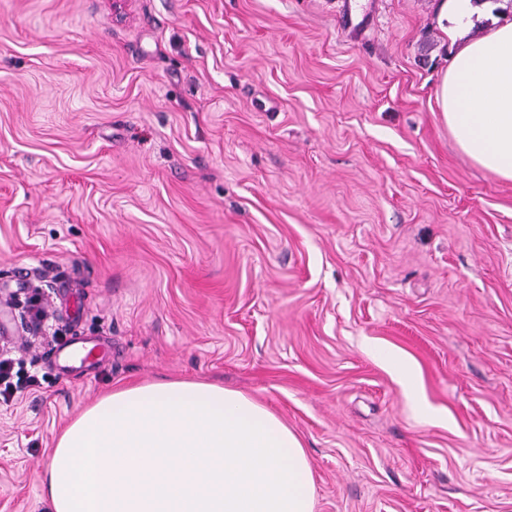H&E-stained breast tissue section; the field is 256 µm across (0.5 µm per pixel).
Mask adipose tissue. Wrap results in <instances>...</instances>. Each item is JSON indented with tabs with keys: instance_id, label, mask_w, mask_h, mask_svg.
Segmentation results:
<instances>
[{
	"instance_id": "adipose-tissue-1",
	"label": "adipose tissue",
	"mask_w": 512,
	"mask_h": 512,
	"mask_svg": "<svg viewBox=\"0 0 512 512\" xmlns=\"http://www.w3.org/2000/svg\"><path fill=\"white\" fill-rule=\"evenodd\" d=\"M473 0H442L459 45L437 88L458 149L512 181V22L471 39ZM49 512H314L295 433L243 392L202 381L117 388L59 436L39 476Z\"/></svg>"
}]
</instances>
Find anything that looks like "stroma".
<instances>
[{
	"instance_id": "1",
	"label": "stroma",
	"mask_w": 512,
	"mask_h": 512,
	"mask_svg": "<svg viewBox=\"0 0 512 512\" xmlns=\"http://www.w3.org/2000/svg\"><path fill=\"white\" fill-rule=\"evenodd\" d=\"M438 3L0 0V512L162 378L277 414L315 512H512V181L442 121Z\"/></svg>"
}]
</instances>
